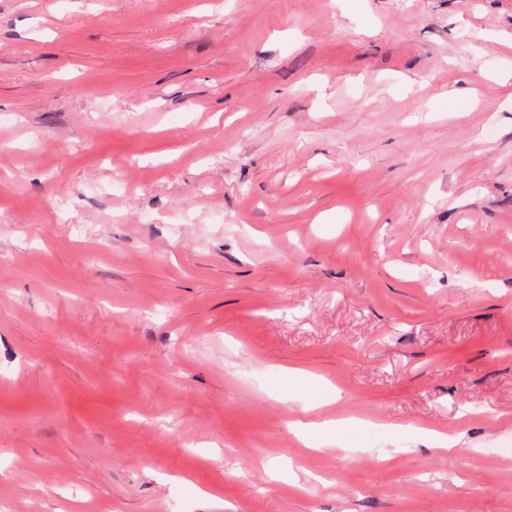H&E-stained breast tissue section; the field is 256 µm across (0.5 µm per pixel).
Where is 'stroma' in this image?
<instances>
[{
    "mask_svg": "<svg viewBox=\"0 0 512 512\" xmlns=\"http://www.w3.org/2000/svg\"><path fill=\"white\" fill-rule=\"evenodd\" d=\"M0 290V512H512V0H0Z\"/></svg>",
    "mask_w": 512,
    "mask_h": 512,
    "instance_id": "35a3bbf8",
    "label": "stroma"
}]
</instances>
